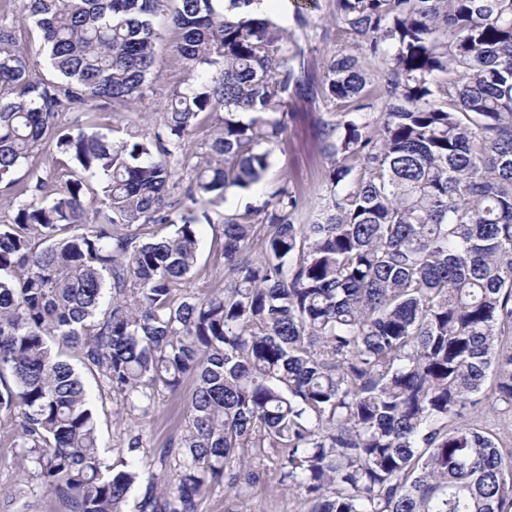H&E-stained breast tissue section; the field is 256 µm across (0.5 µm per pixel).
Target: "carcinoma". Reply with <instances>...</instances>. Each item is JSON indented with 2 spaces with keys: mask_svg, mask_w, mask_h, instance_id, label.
Here are the masks:
<instances>
[{
  "mask_svg": "<svg viewBox=\"0 0 512 512\" xmlns=\"http://www.w3.org/2000/svg\"><path fill=\"white\" fill-rule=\"evenodd\" d=\"M12 2L62 78L0 23V413L42 487L70 512H197L270 455L306 512H512V450L473 418L512 411V0H331L361 54L318 78L260 0ZM166 50L185 86L114 138L98 118L141 101ZM301 98L341 107L317 126L321 220L296 223L286 184L224 214V291L176 297L211 207L265 179ZM48 142L66 179L17 178ZM64 347L131 417L195 379L161 475L140 433L104 455Z\"/></svg>",
  "mask_w": 512,
  "mask_h": 512,
  "instance_id": "obj_1",
  "label": "carcinoma"
}]
</instances>
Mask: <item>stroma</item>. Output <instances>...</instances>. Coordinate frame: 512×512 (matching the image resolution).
Here are the masks:
<instances>
[{"label": "stroma", "instance_id": "1", "mask_svg": "<svg viewBox=\"0 0 512 512\" xmlns=\"http://www.w3.org/2000/svg\"><path fill=\"white\" fill-rule=\"evenodd\" d=\"M330 0H273L268 15L296 39L311 61L314 72H321L326 57L345 45L335 24L329 18ZM310 19L309 27L302 28L295 21L296 12ZM188 74L174 57H165L150 77V87L143 100L128 108L113 105L110 123L121 127L135 122L143 131L154 128L164 109L167 97L175 87L187 80ZM330 107L322 101L297 100L288 116L286 139L272 155V166L263 184L248 191L228 193L213 221L204 225L200 235L199 270L182 286L183 292L200 297L222 291L224 288V258L222 216L244 208L246 204H260L275 185L286 183L301 192L306 205L298 214L301 224L311 223L326 203L327 190L324 171L328 160L316 137L320 118ZM69 363L83 376L94 395V405L100 436L107 457H115L123 448L130 432H141L148 448L160 451L177 440L185 429L186 405L195 387L194 378H185L177 391L159 394L148 417L131 420L122 414L112 397L100 388L98 375L83 359L79 349L65 351ZM260 475L259 482L242 498H235L222 482H215L201 490L198 512H300L302 503L295 492L281 485L271 463L258 459L253 463ZM0 512H67L53 495L37 486L29 462L18 456L12 446V436L0 427Z\"/></svg>", "mask_w": 512, "mask_h": 512}]
</instances>
